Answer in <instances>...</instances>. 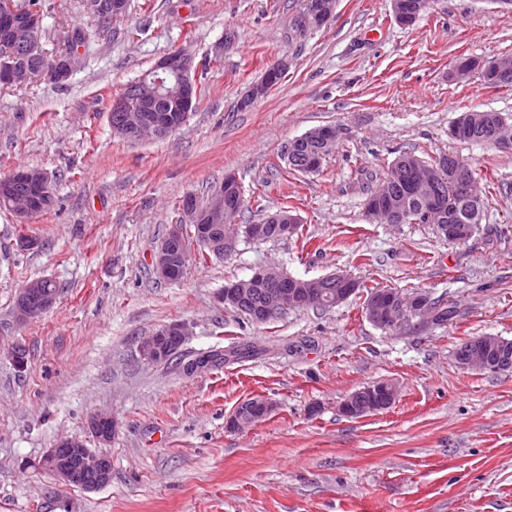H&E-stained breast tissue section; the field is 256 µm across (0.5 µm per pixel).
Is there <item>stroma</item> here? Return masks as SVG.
<instances>
[{
	"mask_svg": "<svg viewBox=\"0 0 512 512\" xmlns=\"http://www.w3.org/2000/svg\"><path fill=\"white\" fill-rule=\"evenodd\" d=\"M44 3L38 47L51 58L92 13L88 0ZM130 3L111 33L76 49L65 83L0 87V178L46 171L54 197L29 219L0 209V512H512V372L454 359L473 337L512 340V151L448 137L467 109L512 117V87L452 74L462 58L487 67L512 56V11L429 0L406 27L391 0H336L328 23L299 37L301 0ZM177 48L206 66L188 121L143 141L113 134V98ZM275 62L278 84L241 107ZM325 125L341 130L334 154L317 172L291 170L284 145ZM404 152H450L478 185L494 181L470 238L452 244L429 224L367 216L363 173L384 177ZM228 174L244 191L237 223L288 205L299 236L243 237L224 258L191 260L182 280L159 279L153 258L184 195L207 199ZM261 266L424 292L452 314L385 332L360 293L255 324L217 295ZM39 278L57 284L59 301L16 325V296ZM175 322L190 330L179 353L144 360L142 339ZM245 343L261 354L185 370ZM379 381L398 390L390 408L343 415L349 394ZM250 399L271 412L227 429ZM100 411L118 421L105 447L111 482L59 484L42 455L61 437L90 439Z\"/></svg>",
	"mask_w": 512,
	"mask_h": 512,
	"instance_id": "35a3bbf8",
	"label": "stroma"
}]
</instances>
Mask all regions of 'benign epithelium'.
I'll return each mask as SVG.
<instances>
[{
  "label": "benign epithelium",
  "instance_id": "obj_1",
  "mask_svg": "<svg viewBox=\"0 0 512 512\" xmlns=\"http://www.w3.org/2000/svg\"><path fill=\"white\" fill-rule=\"evenodd\" d=\"M335 0H304L302 8L294 16L292 27L299 34L323 26L331 17ZM0 22L10 25L12 41L11 56L21 58L19 63L0 65V84H13L34 75L46 76L57 83L68 80L73 70L72 57L57 56L54 61H39L33 66L26 64L29 56L30 35L40 28V16L30 14L27 18L13 20L8 13L0 14ZM194 63L191 56L181 50L162 56L155 64L156 78L143 79L130 86L129 91L114 102L110 109V122L113 133L127 139L144 137H162L179 127L187 120L197 82L194 75ZM176 80V99L178 109L173 111L160 108L157 102L163 98L161 86L163 79ZM445 168L435 170L419 188L425 202L434 199V188L444 178ZM0 194L11 201V208L24 216L39 212L40 206L50 200L52 192L50 179L43 171L19 170L0 180ZM243 203L241 196H226L224 188L214 194L209 204L200 206L192 194L182 199L181 223L196 228L199 243L215 256H226L236 247L237 234L224 231L222 216L237 211ZM271 220L279 225L280 233L291 236L295 233L298 218L292 214L276 213ZM189 263V256L167 244L160 247L154 256L153 266L157 274L168 279L174 274H182ZM270 285L273 290L256 305L253 319L256 323L267 322L288 309L319 307L323 295L331 291V304L338 306L346 302L355 292L356 279L345 273H331L307 281L294 277L284 282L282 274L266 268H259L252 276L224 287L219 299L224 307H239L251 301L255 288ZM391 302L383 303V295L374 293L365 300V312L369 320H388L393 328H399L414 318L424 319L430 316L432 304L426 294L419 298L402 297L400 293L388 291ZM58 293L52 292L41 283H28L20 289L14 306L13 318L19 325L35 322L48 313L57 303ZM188 329L185 325L174 323L157 329L143 339L140 351L149 361L176 354L185 343ZM464 368L495 372L497 367L482 353L470 355L460 363ZM396 390L389 387L380 393L378 385H367L351 395L341 404L342 412L349 417H361L377 413L391 407ZM270 412V405L264 400H248L244 408L235 411L229 422L232 429L252 424ZM89 429L100 444L112 441L117 432V422L109 414L100 413L91 418ZM42 466L59 483L69 485L74 481L86 490H96L105 486L112 478V460L99 448L87 447L85 441L76 437L57 440L42 458Z\"/></svg>",
  "mask_w": 512,
  "mask_h": 512
}]
</instances>
